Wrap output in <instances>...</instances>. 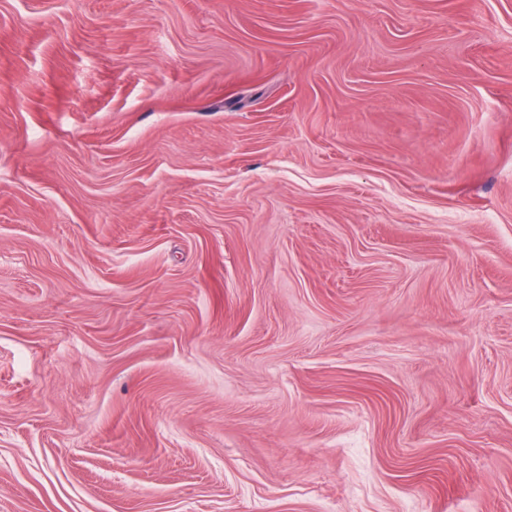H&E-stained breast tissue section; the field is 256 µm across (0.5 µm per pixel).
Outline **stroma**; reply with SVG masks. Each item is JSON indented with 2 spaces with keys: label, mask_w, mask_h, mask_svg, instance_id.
I'll use <instances>...</instances> for the list:
<instances>
[{
  "label": "stroma",
  "mask_w": 512,
  "mask_h": 512,
  "mask_svg": "<svg viewBox=\"0 0 512 512\" xmlns=\"http://www.w3.org/2000/svg\"><path fill=\"white\" fill-rule=\"evenodd\" d=\"M0 512H512V0H0Z\"/></svg>",
  "instance_id": "obj_1"
}]
</instances>
